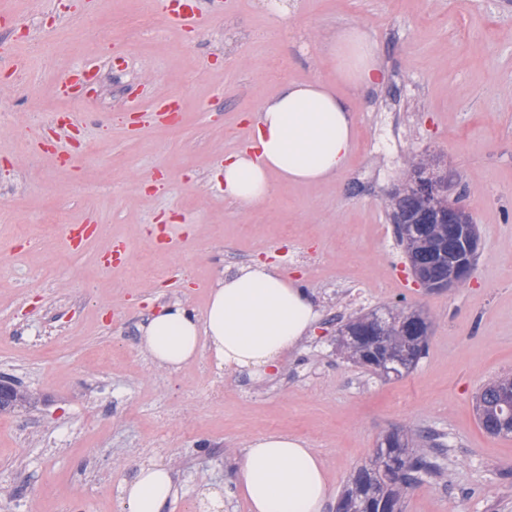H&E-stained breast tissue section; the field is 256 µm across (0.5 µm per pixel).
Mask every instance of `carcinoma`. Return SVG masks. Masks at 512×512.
<instances>
[{"instance_id": "obj_1", "label": "carcinoma", "mask_w": 512, "mask_h": 512, "mask_svg": "<svg viewBox=\"0 0 512 512\" xmlns=\"http://www.w3.org/2000/svg\"><path fill=\"white\" fill-rule=\"evenodd\" d=\"M399 243L404 249L414 251L415 260L425 268L432 267L431 253L399 234ZM408 311L399 305L381 306L371 312L374 319H385L380 328L386 336L387 345L395 355L387 358L384 351L376 348L367 336H357L350 343L340 345L341 352L354 362L369 366L379 373L399 377L409 372V366L403 362L400 354L411 349L416 358H421L431 328L426 315L417 321L418 335L407 338L405 324ZM512 383V376H504L485 385L476 396L477 413L482 427L493 435L500 434V419L512 415V399L507 401L502 396V388ZM413 438L392 435L380 444L378 454L383 467L369 469L365 466L357 469L351 476L338 505L355 512H403V499L413 485L418 474H437L440 468L425 454L417 453L411 447Z\"/></svg>"}]
</instances>
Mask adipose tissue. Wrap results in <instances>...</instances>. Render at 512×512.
Masks as SVG:
<instances>
[{"label": "adipose tissue", "mask_w": 512, "mask_h": 512, "mask_svg": "<svg viewBox=\"0 0 512 512\" xmlns=\"http://www.w3.org/2000/svg\"><path fill=\"white\" fill-rule=\"evenodd\" d=\"M325 53L339 80L360 91L383 70L367 34L333 35ZM354 100L321 81H287L261 106L248 149L224 159V196L245 206L269 199L276 182L315 185L340 175L352 148ZM319 318L307 292L274 267L251 265L212 288L204 314L163 305L144 325L141 347L176 371L210 351L226 368L272 378ZM250 512H326L332 492L322 461L301 438L268 432L252 439L235 469ZM178 490L168 467H141L123 487L127 512H166Z\"/></svg>", "instance_id": "1"}]
</instances>
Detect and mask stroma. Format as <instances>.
Returning <instances> with one entry per match:
<instances>
[{
	"label": "stroma",
	"mask_w": 512,
	"mask_h": 512,
	"mask_svg": "<svg viewBox=\"0 0 512 512\" xmlns=\"http://www.w3.org/2000/svg\"><path fill=\"white\" fill-rule=\"evenodd\" d=\"M18 22L0 40L18 49L38 90L0 79V374L29 403L0 414V507L8 512H123L120 487L148 463L180 486L167 512H203L200 493L224 489L221 512H248L235 459L268 431L304 439L342 494L395 427L431 433L419 450L442 474L422 476L404 512H512V436L487 433L480 388L512 375V0H229L223 15L181 36L165 0H62L46 11L10 0ZM150 16L152 28L134 33ZM48 38L23 42L22 22ZM357 26L376 43L384 79L349 92L325 58L328 36ZM100 67L79 96L81 134L71 173L31 148L56 113L62 75ZM321 80L355 99L354 146L340 176L317 186L277 184L265 202L225 199L215 174L251 136L250 114L285 81ZM177 99V124L130 134L124 113ZM434 156L471 209L480 247L470 280L418 288L385 203L406 160ZM98 225L72 249L64 228ZM162 229L164 250L145 240ZM113 239L131 259L112 269ZM274 265L298 281L320 317L257 381L203 353L180 372L141 350V328L178 301L203 312L208 290L237 267ZM397 304L425 312V356L385 379L344 357L347 319ZM111 407V419L101 418Z\"/></svg>",
	"instance_id": "1"
}]
</instances>
